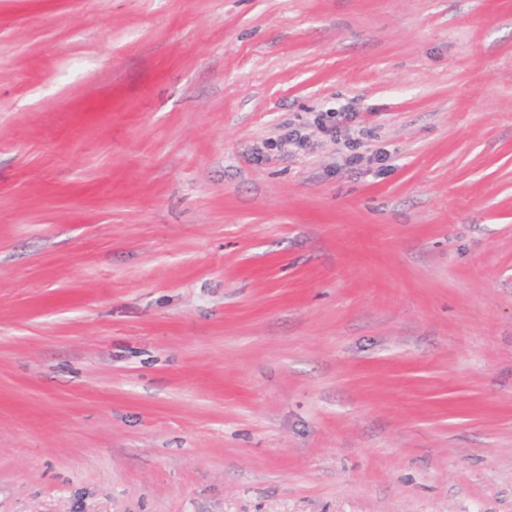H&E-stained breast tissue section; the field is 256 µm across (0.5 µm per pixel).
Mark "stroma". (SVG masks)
<instances>
[{
    "instance_id": "stroma-1",
    "label": "stroma",
    "mask_w": 512,
    "mask_h": 512,
    "mask_svg": "<svg viewBox=\"0 0 512 512\" xmlns=\"http://www.w3.org/2000/svg\"><path fill=\"white\" fill-rule=\"evenodd\" d=\"M0 512H512V0H0Z\"/></svg>"
}]
</instances>
